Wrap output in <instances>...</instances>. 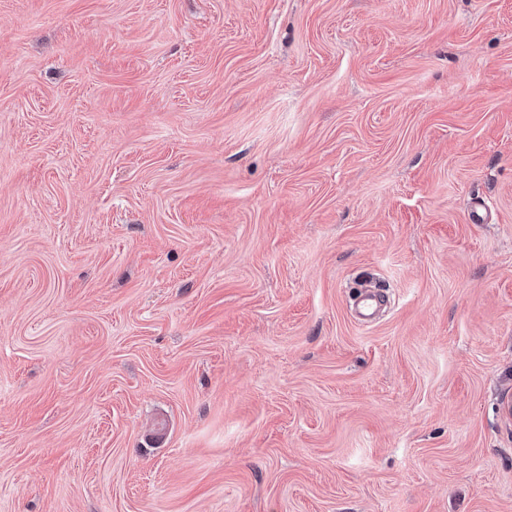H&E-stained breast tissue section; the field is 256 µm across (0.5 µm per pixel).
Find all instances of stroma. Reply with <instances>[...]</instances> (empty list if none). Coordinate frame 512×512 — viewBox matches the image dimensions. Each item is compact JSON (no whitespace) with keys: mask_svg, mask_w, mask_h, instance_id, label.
<instances>
[{"mask_svg":"<svg viewBox=\"0 0 512 512\" xmlns=\"http://www.w3.org/2000/svg\"><path fill=\"white\" fill-rule=\"evenodd\" d=\"M0 512H512V0H0Z\"/></svg>","mask_w":512,"mask_h":512,"instance_id":"35a3bbf8","label":"stroma"}]
</instances>
